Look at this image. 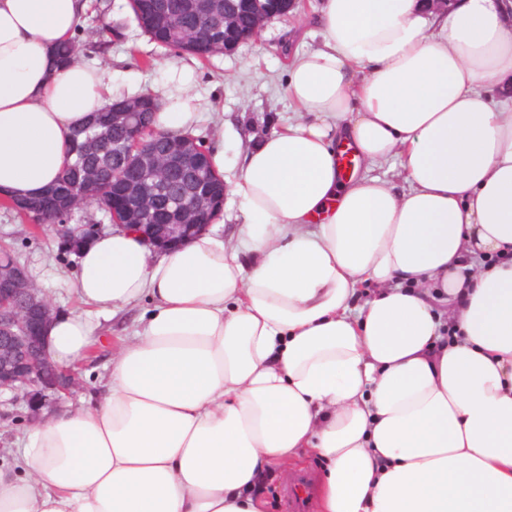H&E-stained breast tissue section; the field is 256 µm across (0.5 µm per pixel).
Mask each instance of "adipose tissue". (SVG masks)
Returning <instances> with one entry per match:
<instances>
[{"instance_id": "adipose-tissue-1", "label": "adipose tissue", "mask_w": 512, "mask_h": 512, "mask_svg": "<svg viewBox=\"0 0 512 512\" xmlns=\"http://www.w3.org/2000/svg\"><path fill=\"white\" fill-rule=\"evenodd\" d=\"M88 8L0 0L2 199L42 195L113 99L57 55ZM321 23L288 63L295 119L228 187L238 247L203 231L154 260L121 229L81 252L53 361L93 314L153 309L95 409L18 439L0 512H266L259 476L304 452L318 512H512V12L322 0ZM341 142L402 187L340 178Z\"/></svg>"}]
</instances>
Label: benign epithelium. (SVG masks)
<instances>
[{
    "mask_svg": "<svg viewBox=\"0 0 512 512\" xmlns=\"http://www.w3.org/2000/svg\"><path fill=\"white\" fill-rule=\"evenodd\" d=\"M288 7L263 14L250 12L240 20L237 15L224 17V25L253 37L264 24L295 9ZM150 248L166 252L183 244L189 232L202 230L203 224H137ZM59 244L77 253L94 236L101 233L99 224L54 225ZM51 303L30 279L26 268L13 258L0 254V392L11 391L25 398L32 413H52L62 398L79 386L77 373L53 361L44 347L43 332L55 317Z\"/></svg>",
    "mask_w": 512,
    "mask_h": 512,
    "instance_id": "obj_1",
    "label": "benign epithelium"
}]
</instances>
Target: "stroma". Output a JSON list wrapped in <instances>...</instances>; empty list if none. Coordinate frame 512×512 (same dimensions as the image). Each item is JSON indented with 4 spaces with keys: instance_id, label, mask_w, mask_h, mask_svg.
Returning <instances> with one entry per match:
<instances>
[{
    "instance_id": "1",
    "label": "stroma",
    "mask_w": 512,
    "mask_h": 512,
    "mask_svg": "<svg viewBox=\"0 0 512 512\" xmlns=\"http://www.w3.org/2000/svg\"><path fill=\"white\" fill-rule=\"evenodd\" d=\"M321 0H307L299 12L273 19L250 41L229 54L207 59L157 46L137 28L128 0H91L75 28L82 61H101L113 79L114 98L146 92L170 104L171 71L191 69L189 92L198 119L193 136L206 146L224 145V180H235L253 141L287 124L295 116L286 93L288 49L305 51L322 41L317 22ZM8 246L24 264L57 312L79 310L76 293L78 255L59 250L52 228L35 226L0 208V246ZM142 300L117 317H96L99 343L76 364L80 384L60 404L64 410L92 407L106 381L113 356L131 341L139 318L150 309ZM33 419L26 404L11 392L0 393V467L14 466L16 440Z\"/></svg>"
}]
</instances>
